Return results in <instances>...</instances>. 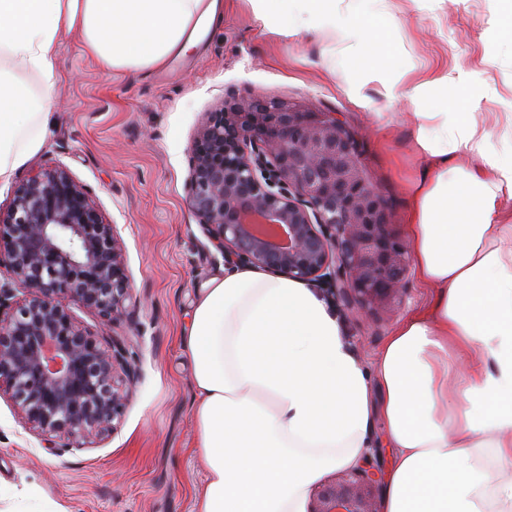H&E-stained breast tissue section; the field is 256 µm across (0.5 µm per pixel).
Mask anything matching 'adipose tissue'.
Masks as SVG:
<instances>
[{
  "label": "adipose tissue",
  "instance_id": "ef3b65f1",
  "mask_svg": "<svg viewBox=\"0 0 512 512\" xmlns=\"http://www.w3.org/2000/svg\"><path fill=\"white\" fill-rule=\"evenodd\" d=\"M255 17L329 31L348 56L362 26L336 0H249ZM222 0H0V185L44 145L57 47L77 35L105 70L164 65L221 18ZM42 79L39 97L11 71ZM425 164L408 232L426 308L388 337L377 368L395 450L383 512H512V145L464 112H419ZM181 343L192 366L197 512H307L326 471L364 460L365 369L304 282L234 267L201 288Z\"/></svg>",
  "mask_w": 512,
  "mask_h": 512
}]
</instances>
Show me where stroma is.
Wrapping results in <instances>:
<instances>
[{"label": "stroma", "instance_id": "stroma-1", "mask_svg": "<svg viewBox=\"0 0 512 512\" xmlns=\"http://www.w3.org/2000/svg\"><path fill=\"white\" fill-rule=\"evenodd\" d=\"M360 20L378 30L367 53L377 67L409 81L450 76L430 109L474 113L496 140L512 133V0H385ZM357 75L331 38L263 23L248 0H224L222 20L199 44L157 69L107 72L77 36L61 37L44 146L0 187V207H9L15 184L62 165L116 225L138 307L107 326L82 307L73 313L91 333L123 341L137 380L113 433L84 447L49 446L1 397L0 512H18L26 494L45 512L56 504L66 512H195L206 468L193 451L194 391L180 332L200 288L226 264L186 201L191 145L206 114L232 98L339 113L362 134L364 177L387 199L392 229L407 241L423 162L414 139L420 106L404 95L387 100L375 84L352 99L344 88ZM407 288L403 306L368 313L322 293L372 377L376 404L381 350L430 294L413 277Z\"/></svg>", "mask_w": 512, "mask_h": 512}]
</instances>
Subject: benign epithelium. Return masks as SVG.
Returning <instances> with one entry per match:
<instances>
[{
	"label": "benign epithelium",
	"instance_id": "benign-epithelium-1",
	"mask_svg": "<svg viewBox=\"0 0 512 512\" xmlns=\"http://www.w3.org/2000/svg\"><path fill=\"white\" fill-rule=\"evenodd\" d=\"M360 138L336 112L240 100L197 130L187 202L224 261L335 288L358 310L401 305L412 266L365 179ZM9 283L0 284V393L46 440L97 444L135 383L118 342L74 317L112 323L131 305L123 242L62 166L18 185L0 210ZM385 471L359 465L317 493L310 512H378Z\"/></svg>",
	"mask_w": 512,
	"mask_h": 512
}]
</instances>
